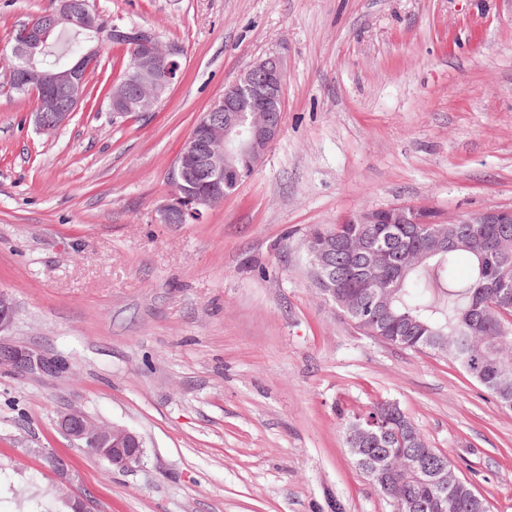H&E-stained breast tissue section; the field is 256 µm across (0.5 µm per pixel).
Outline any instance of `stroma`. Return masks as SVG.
<instances>
[{
  "mask_svg": "<svg viewBox=\"0 0 512 512\" xmlns=\"http://www.w3.org/2000/svg\"><path fill=\"white\" fill-rule=\"evenodd\" d=\"M183 44L153 112L113 117L123 48L58 132L0 55V341L64 360L0 369V512H391L341 422L398 402L512 512V410L448 359L360 331L308 275L310 229L354 212L512 207V0H96ZM284 71V130L193 224H163L200 112L256 60ZM76 409L139 433L119 472L56 427ZM66 457L59 480L44 453Z\"/></svg>",
  "mask_w": 512,
  "mask_h": 512,
  "instance_id": "stroma-1",
  "label": "stroma"
}]
</instances>
